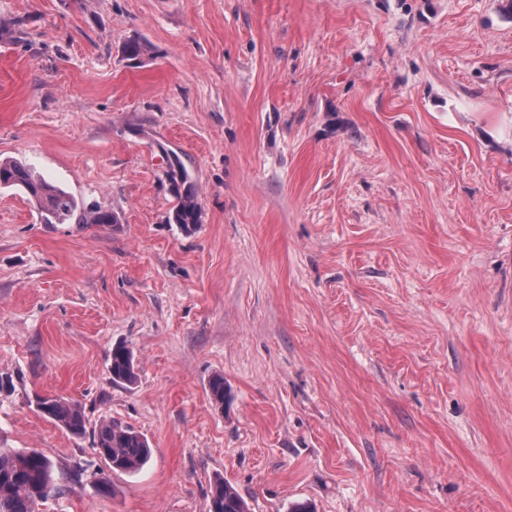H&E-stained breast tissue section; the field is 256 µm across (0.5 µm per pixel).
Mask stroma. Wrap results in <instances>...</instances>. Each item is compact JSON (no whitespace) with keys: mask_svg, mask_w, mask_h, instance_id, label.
Segmentation results:
<instances>
[{"mask_svg":"<svg viewBox=\"0 0 512 512\" xmlns=\"http://www.w3.org/2000/svg\"><path fill=\"white\" fill-rule=\"evenodd\" d=\"M18 19L0 160L119 216L0 188V447L53 462L38 512H208L218 475L250 512H512V0H0ZM38 394L147 464L110 471ZM169 169V190L176 200L169 216V223L178 224L183 232L189 233L200 220L201 204L198 191L177 155L170 159ZM0 186H21L36 205L47 224L64 223L75 219V224H115L116 216L108 210L87 207L43 178L34 177L26 168L13 161H0ZM109 372L116 385H133L137 380V365L132 351L124 344L113 345L110 354ZM37 410L46 418L66 429L73 435L82 436L87 432V421L81 406L67 398L56 395H37ZM92 434L95 453L113 472L139 471L150 458L148 439L121 421L103 419L93 428Z\"/></svg>","mask_w":512,"mask_h":512,"instance_id":"stroma-1","label":"stroma"}]
</instances>
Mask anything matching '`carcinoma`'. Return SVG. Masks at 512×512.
<instances>
[{
    "instance_id": "cac0c4a2",
    "label": "carcinoma",
    "mask_w": 512,
    "mask_h": 512,
    "mask_svg": "<svg viewBox=\"0 0 512 512\" xmlns=\"http://www.w3.org/2000/svg\"><path fill=\"white\" fill-rule=\"evenodd\" d=\"M122 54L136 60L147 52V45L138 38L125 40ZM169 190L176 203L169 223L189 233L200 220L201 204L195 183L178 156L169 161ZM0 186H20L36 205L44 222L77 224H114L116 216L108 211L87 207L63 189L43 178L33 176L22 165L0 161ZM109 372L112 383L129 386L137 380V365L132 351L124 344L113 345ZM210 399L222 407L230 393L224 376L215 374L209 381ZM37 410L46 418L73 435L87 432V421L81 406L56 395L36 396ZM93 449L114 472L132 473L140 470L151 455L148 439L133 427L118 420L103 419L92 430ZM59 491L53 475V463L37 449L0 448V512H35L38 500ZM209 512H249L245 500L224 478H214L209 492Z\"/></svg>"
}]
</instances>
